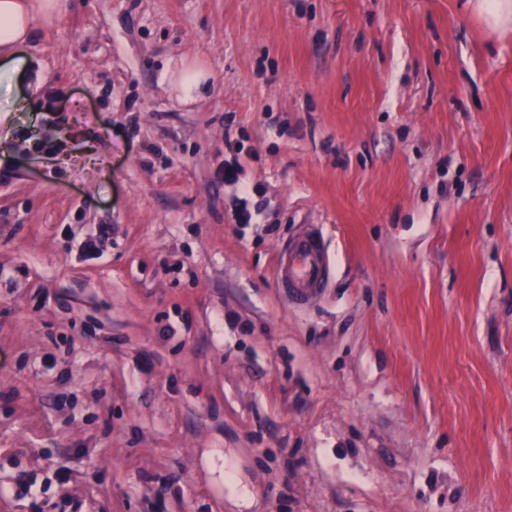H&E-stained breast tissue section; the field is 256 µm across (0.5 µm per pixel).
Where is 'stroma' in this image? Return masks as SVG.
I'll list each match as a JSON object with an SVG mask.
<instances>
[{"mask_svg": "<svg viewBox=\"0 0 512 512\" xmlns=\"http://www.w3.org/2000/svg\"><path fill=\"white\" fill-rule=\"evenodd\" d=\"M23 52L0 512H512V33L468 0H72ZM208 75L195 62H183L181 68L169 77V85L186 102L204 93ZM282 288L293 297L305 298L321 288L327 268L326 257L317 241L308 234L293 241L280 256Z\"/></svg>", "mask_w": 512, "mask_h": 512, "instance_id": "35a3bbf8", "label": "stroma"}]
</instances>
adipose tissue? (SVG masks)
<instances>
[{"label": "adipose tissue", "instance_id": "ef3b65f1", "mask_svg": "<svg viewBox=\"0 0 512 512\" xmlns=\"http://www.w3.org/2000/svg\"><path fill=\"white\" fill-rule=\"evenodd\" d=\"M69 7V0H0V81L12 84L28 75L21 49L34 25L52 22Z\"/></svg>", "mask_w": 512, "mask_h": 512}]
</instances>
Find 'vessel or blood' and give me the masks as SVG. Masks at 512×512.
I'll list each match as a JSON object with an SVG mask.
<instances>
[{
  "label": "vessel or blood",
  "instance_id": "b4317fda",
  "mask_svg": "<svg viewBox=\"0 0 512 512\" xmlns=\"http://www.w3.org/2000/svg\"><path fill=\"white\" fill-rule=\"evenodd\" d=\"M281 285L293 297L305 298L321 288L327 268L326 257L313 235L293 241L280 256Z\"/></svg>",
  "mask_w": 512,
  "mask_h": 512
}]
</instances>
